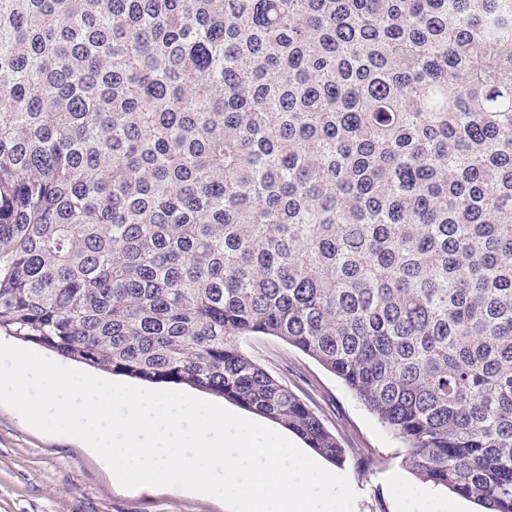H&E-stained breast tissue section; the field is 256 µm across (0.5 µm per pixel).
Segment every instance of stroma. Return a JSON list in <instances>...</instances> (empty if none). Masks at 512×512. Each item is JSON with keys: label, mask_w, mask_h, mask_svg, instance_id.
<instances>
[{"label": "stroma", "mask_w": 512, "mask_h": 512, "mask_svg": "<svg viewBox=\"0 0 512 512\" xmlns=\"http://www.w3.org/2000/svg\"><path fill=\"white\" fill-rule=\"evenodd\" d=\"M247 354L310 401L345 450L330 470L347 475L358 494L354 512H399L394 481L416 485L402 462L404 448L342 382L317 361L283 341L261 336L244 344ZM376 466H365L364 457ZM0 512H228L207 500L165 488L123 491L90 452L64 436L38 432L0 404Z\"/></svg>", "instance_id": "stroma-1"}]
</instances>
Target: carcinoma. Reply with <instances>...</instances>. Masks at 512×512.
I'll list each match as a JSON object with an SVG mask.
<instances>
[{
    "label": "carcinoma",
    "mask_w": 512,
    "mask_h": 512,
    "mask_svg": "<svg viewBox=\"0 0 512 512\" xmlns=\"http://www.w3.org/2000/svg\"><path fill=\"white\" fill-rule=\"evenodd\" d=\"M512 512V0H0V331ZM244 349L256 363L309 400L324 425L336 435L345 449L346 460L341 464L324 459L304 444L324 467L347 475L359 495L354 512H399L393 492L396 480L416 487H435L446 497L459 501L464 512L483 510L441 486L417 480L402 463L401 442L317 361L271 336L248 339ZM365 456L378 459L380 463L367 467L363 463ZM408 485L399 482L395 485L397 498L405 511L459 512L437 492H417Z\"/></svg>",
    "instance_id": "obj_1"
}]
</instances>
